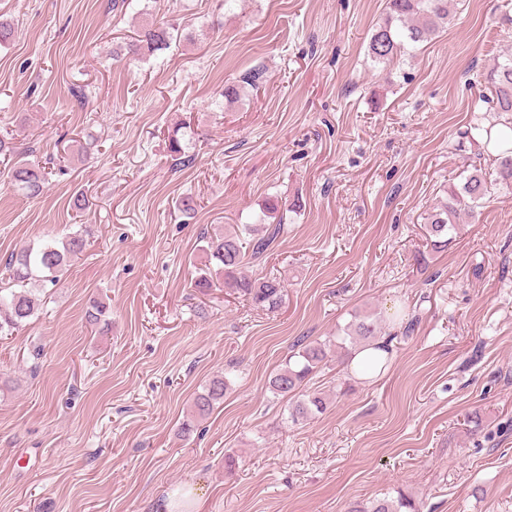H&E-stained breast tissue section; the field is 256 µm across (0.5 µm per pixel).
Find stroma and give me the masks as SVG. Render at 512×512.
Returning <instances> with one entry per match:
<instances>
[{"instance_id":"1","label":"stroma","mask_w":512,"mask_h":512,"mask_svg":"<svg viewBox=\"0 0 512 512\" xmlns=\"http://www.w3.org/2000/svg\"><path fill=\"white\" fill-rule=\"evenodd\" d=\"M384 8L0 0L16 29L0 47V138L47 179L28 198L7 178L16 156H0V287L22 247L86 242L0 335V512H156L189 485L203 512H347L399 491L419 512H512V190L492 187L443 251L424 229L464 166L495 168L464 131L478 76L512 53V6L457 0L435 38L377 65ZM161 24L168 49L124 54ZM256 66L263 83L227 103L225 81ZM79 191L90 204L75 211ZM274 197L296 206L288 232L245 272L280 277L282 306L220 278L199 292L203 233L258 223ZM92 298L108 327L86 323ZM397 308L417 318L409 336ZM358 312L393 337L385 372L353 380L330 349L306 384L326 411L291 423L269 374L299 337H335ZM222 373L223 402L194 418ZM229 381L224 375L212 378L204 390L197 394L193 401V413L195 417L203 418L213 409L215 403L224 398Z\"/></svg>"}]
</instances>
